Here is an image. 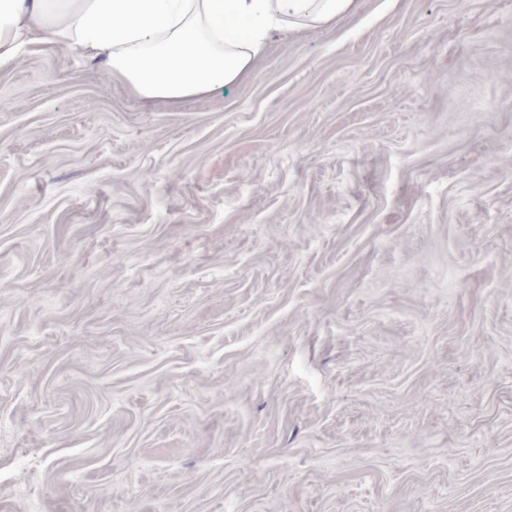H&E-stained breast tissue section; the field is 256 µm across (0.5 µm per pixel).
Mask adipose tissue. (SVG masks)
<instances>
[{
	"instance_id": "adipose-tissue-1",
	"label": "adipose tissue",
	"mask_w": 512,
	"mask_h": 512,
	"mask_svg": "<svg viewBox=\"0 0 512 512\" xmlns=\"http://www.w3.org/2000/svg\"><path fill=\"white\" fill-rule=\"evenodd\" d=\"M356 0H0V67L54 44L147 100L178 104L243 80L271 32L331 25Z\"/></svg>"
}]
</instances>
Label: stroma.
<instances>
[{
    "instance_id": "stroma-1",
    "label": "stroma",
    "mask_w": 512,
    "mask_h": 512,
    "mask_svg": "<svg viewBox=\"0 0 512 512\" xmlns=\"http://www.w3.org/2000/svg\"><path fill=\"white\" fill-rule=\"evenodd\" d=\"M508 73L512 0L1 67L0 512H512Z\"/></svg>"
}]
</instances>
